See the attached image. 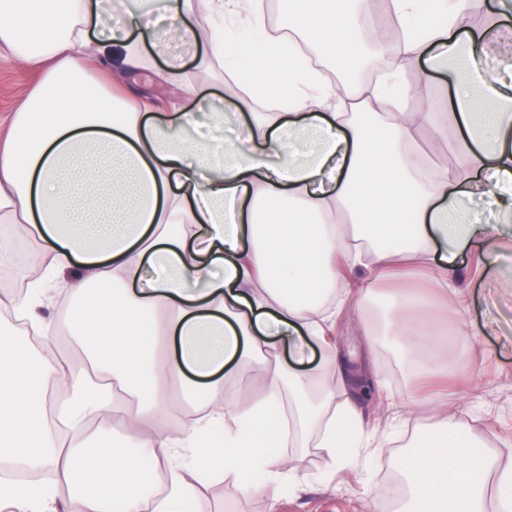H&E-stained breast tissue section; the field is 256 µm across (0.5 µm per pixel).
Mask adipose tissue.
<instances>
[{
	"instance_id": "ef3b65f1",
	"label": "adipose tissue",
	"mask_w": 512,
	"mask_h": 512,
	"mask_svg": "<svg viewBox=\"0 0 512 512\" xmlns=\"http://www.w3.org/2000/svg\"><path fill=\"white\" fill-rule=\"evenodd\" d=\"M130 0L128 24L106 39L102 0H0V55L38 81L0 118V223L21 230L30 252L23 292L0 296L28 348L0 338V464L51 472L42 490L0 482V512H60L58 489L79 490L87 512H199L191 478L233 474L241 491L301 483L285 446L311 441L329 473L362 471L383 445L355 407L331 410L348 379L343 357L315 373L287 370L283 354L332 349L379 282L421 271L441 294L458 295V253L496 264L512 243V106L500 103L503 73L479 67L486 45L512 43V0H392L399 39L384 44L363 23L361 0L341 17L314 19L311 0L288 11V36L261 65L248 64L267 37L261 0ZM485 16L471 28L468 14ZM205 58L238 59V77L277 86L284 106L258 112L225 87L247 117L229 149L192 137L190 112L137 111L110 76L185 79L165 55L156 18ZM104 67L84 62L88 47ZM388 57L372 82L325 84L313 62L335 47ZM164 69H156L157 57ZM415 73L448 80V101L400 108ZM456 130L452 161L431 165L425 129ZM491 199L498 220L478 224L470 204ZM420 295L394 291L380 331L428 387L448 362L436 356L438 316ZM68 332L73 365L55 348ZM180 379L197 414L177 420L165 392ZM260 395H252L255 382ZM66 397L50 403L48 393ZM423 450L395 466L417 512H512V463L477 444L462 413L434 405ZM120 434L86 450L90 421ZM164 468V492L147 474Z\"/></svg>"
}]
</instances>
